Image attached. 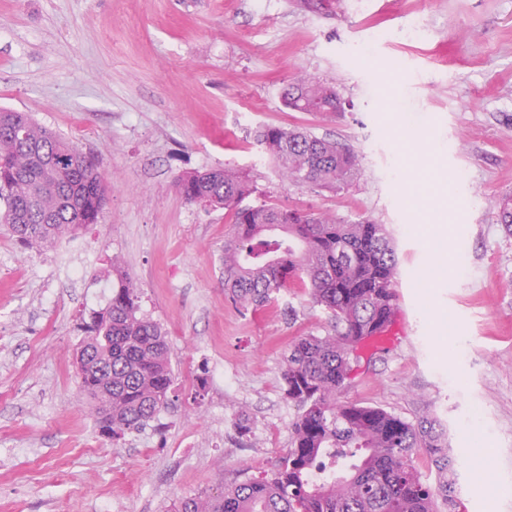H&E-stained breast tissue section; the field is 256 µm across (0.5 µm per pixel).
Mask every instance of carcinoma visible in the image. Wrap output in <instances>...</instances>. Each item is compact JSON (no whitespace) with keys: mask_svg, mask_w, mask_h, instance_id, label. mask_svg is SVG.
Returning <instances> with one entry per match:
<instances>
[{"mask_svg":"<svg viewBox=\"0 0 512 512\" xmlns=\"http://www.w3.org/2000/svg\"><path fill=\"white\" fill-rule=\"evenodd\" d=\"M282 101L322 116L347 109L334 86L313 77L289 84ZM257 142L293 183L334 192L360 175L349 147L311 131L267 126ZM176 186L189 203L232 211L224 288L233 303L256 310L298 281L330 313L331 332L299 336L288 348L282 379L298 413L291 448L276 468L187 498L174 512H435L436 497L452 502L453 483L433 488L414 466L420 449L439 472L454 466L434 419L410 422L380 407L336 402L351 378L350 353L385 330L397 309V258L384 225L245 205L257 186L227 169L187 173ZM109 190L97 163L82 159L73 142L25 112L0 110V223L22 247L49 249L98 223ZM498 222L512 235L511 195L499 200ZM80 331V349L92 351L93 365H77L79 387L92 402L112 406V417L100 418L105 436L136 431L168 406L174 383L168 344L157 323L138 315L132 281L121 282L110 306ZM99 364L112 365V379L95 370ZM331 466L335 479H313L315 470Z\"/></svg>","mask_w":512,"mask_h":512,"instance_id":"1","label":"carcinoma"}]
</instances>
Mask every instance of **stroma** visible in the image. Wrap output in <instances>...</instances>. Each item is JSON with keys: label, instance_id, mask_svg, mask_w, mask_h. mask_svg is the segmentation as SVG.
<instances>
[{"label": "stroma", "instance_id": "35a3bbf8", "mask_svg": "<svg viewBox=\"0 0 512 512\" xmlns=\"http://www.w3.org/2000/svg\"><path fill=\"white\" fill-rule=\"evenodd\" d=\"M417 17L424 36L405 38ZM303 77L352 110L286 109L283 89ZM0 108L92 154L112 186L99 223L50 250L0 225V512H171L286 455L284 357L330 316L296 282L254 312L228 299L231 217L175 187L216 168L249 173L251 203L386 225L400 331L337 399L431 417L450 458L480 443L512 485V235L497 221L512 195V0H0ZM266 125L347 144L358 180L288 182L256 143ZM123 275L175 380L167 409L111 440L75 355L79 324ZM452 480L455 502L437 512H512V497Z\"/></svg>", "mask_w": 512, "mask_h": 512}]
</instances>
